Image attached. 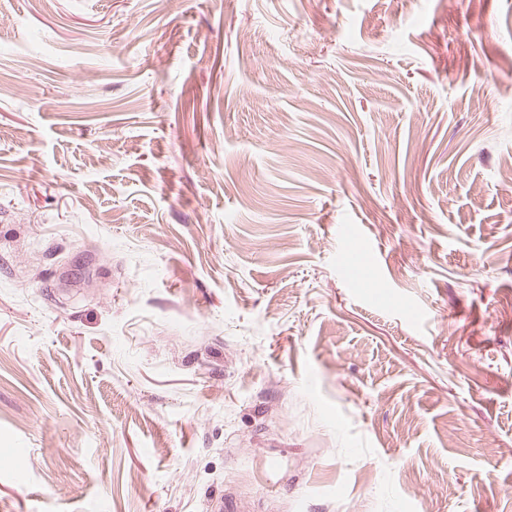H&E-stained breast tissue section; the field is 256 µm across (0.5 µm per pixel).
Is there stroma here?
<instances>
[{
  "label": "stroma",
  "mask_w": 512,
  "mask_h": 512,
  "mask_svg": "<svg viewBox=\"0 0 512 512\" xmlns=\"http://www.w3.org/2000/svg\"><path fill=\"white\" fill-rule=\"evenodd\" d=\"M512 0H0V502L512 512Z\"/></svg>",
  "instance_id": "obj_1"
}]
</instances>
